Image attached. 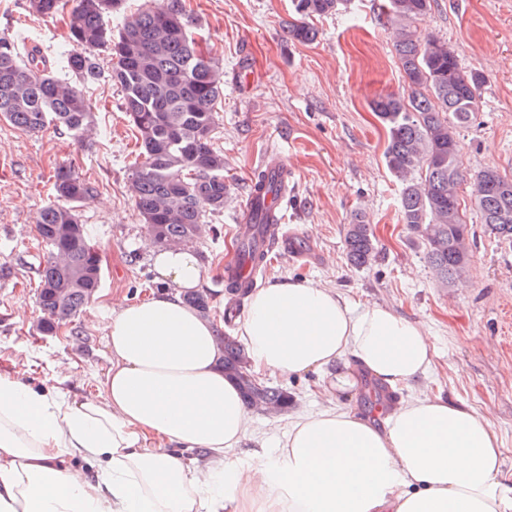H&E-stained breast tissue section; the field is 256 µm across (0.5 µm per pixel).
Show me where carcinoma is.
I'll use <instances>...</instances> for the list:
<instances>
[{
    "mask_svg": "<svg viewBox=\"0 0 512 512\" xmlns=\"http://www.w3.org/2000/svg\"><path fill=\"white\" fill-rule=\"evenodd\" d=\"M343 0H295L297 20L285 29L291 42L309 43L316 31L309 19L335 13ZM434 0H386L395 25L393 52L404 81L403 93H388L372 110L388 131L384 161L400 184V212L408 233L423 241L426 259L456 285L470 261V228L463 218L458 166L459 131L479 110L482 73L463 69L448 44L421 24ZM67 0H28L30 14L53 18ZM124 0H78L69 13L73 48L50 65L35 43L25 51L0 35V119L36 133L52 124L82 144L92 132L87 90L108 77L123 92L122 111L136 131L139 161L130 190L154 242L190 245L207 233L206 218L224 212V151L215 146L217 104L224 95V72L211 49L196 39L193 18L182 0L165 11L141 10L112 31L107 19L119 16ZM107 47L111 66L103 71L96 50ZM65 72L61 78L57 70ZM484 231L512 244V177L496 167L472 176ZM91 185L74 169L56 171L57 201L45 205L36 230L48 253L39 270L37 330L52 334L75 319L100 285L102 259L82 223L80 203ZM348 262L369 268L378 260L373 228L359 218L347 225ZM184 303L210 312V294L190 291ZM224 374L236 382L248 406L279 413L288 391L262 385L249 372L247 348L237 337L218 336Z\"/></svg>",
    "mask_w": 512,
    "mask_h": 512,
    "instance_id": "obj_1",
    "label": "carcinoma"
}]
</instances>
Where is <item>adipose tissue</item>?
Here are the masks:
<instances>
[{"mask_svg": "<svg viewBox=\"0 0 512 512\" xmlns=\"http://www.w3.org/2000/svg\"><path fill=\"white\" fill-rule=\"evenodd\" d=\"M154 265L163 291L112 304L100 397L0 373V512H512L500 440L469 404L395 399L375 421L345 402L366 377L393 393L418 380L425 325L311 280L253 293L242 330L255 373H325L330 404L240 461L253 412L218 367L213 324L182 301L202 263L176 248Z\"/></svg>", "mask_w": 512, "mask_h": 512, "instance_id": "obj_1", "label": "adipose tissue"}]
</instances>
